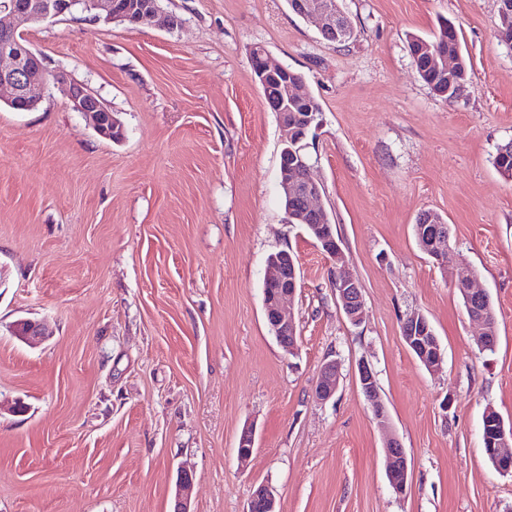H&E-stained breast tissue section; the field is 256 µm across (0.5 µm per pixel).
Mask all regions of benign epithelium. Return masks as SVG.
Listing matches in <instances>:
<instances>
[{
	"label": "benign epithelium",
	"instance_id": "benign-epithelium-1",
	"mask_svg": "<svg viewBox=\"0 0 512 512\" xmlns=\"http://www.w3.org/2000/svg\"><path fill=\"white\" fill-rule=\"evenodd\" d=\"M500 15L504 27L499 29L502 42L512 45V0H500ZM95 12L96 17H106L112 22L136 18L141 24L157 17L160 8L157 0H6L0 6V14H6L11 22L0 23V91L9 92L7 104L18 112H28L42 100L44 91L53 82L66 89L76 111L88 116L99 135L118 141L123 128L112 111L86 84L77 82L62 70H51L45 58L21 45L16 34L23 26L38 24L72 11L78 5ZM292 11L306 19L320 23L322 36L336 42L349 40L354 35L349 18L337 5L336 0H289ZM413 66L418 73L424 72L421 65L434 69L448 78V83L460 75L457 64L462 62L461 48H456V57L448 58V52L425 40L415 43L411 53ZM250 61L255 79L263 91L264 103L278 114L279 125L284 133L283 153L279 167L282 195L287 200L286 217L290 224H301L308 234L317 239L322 251L336 262H341L343 252L340 241L332 233L326 212L315 205L321 196L322 186L311 176V164L305 153L303 141L309 132L320 124V112L299 115L295 108L314 105L315 99L306 90L304 77L281 65L272 63L267 50L255 46L250 50ZM415 234L421 249L439 263L448 262L450 235L444 219L434 211L422 214L415 224ZM268 274L264 279L263 302L267 323L277 342L291 351L297 345V326L286 303L293 300L298 288V274L293 256L281 251L267 261ZM464 296L469 317L484 325L480 346L491 348L495 334L494 321L488 312V295L474 287L473 279L465 276L455 282ZM335 290L339 304L347 319L357 324L364 315L362 288L351 275H339L335 279ZM13 333L28 344L35 345L46 338L49 332L40 323L20 320ZM402 336L407 347L419 362L430 372H440L444 365V354L433 327L426 316L419 312L408 315L402 323ZM358 379L377 425L389 427L387 410L380 400L374 373L370 366H358ZM340 384L339 365L330 361L321 368L315 395L321 401L331 399ZM494 467L502 473L512 472V427L506 428L497 421L493 436L488 438ZM254 449V434L247 428L242 432L237 448L240 460H247ZM386 474L393 489L406 493L408 487V460L400 441L392 437L386 448ZM193 486L192 473L183 470L176 482V504L174 512H190V497ZM247 512H276L274 491L261 485L253 492Z\"/></svg>",
	"mask_w": 512,
	"mask_h": 512
}]
</instances>
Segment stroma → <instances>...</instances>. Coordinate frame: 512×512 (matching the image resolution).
Here are the masks:
<instances>
[{
    "label": "stroma",
    "instance_id": "stroma-1",
    "mask_svg": "<svg viewBox=\"0 0 512 512\" xmlns=\"http://www.w3.org/2000/svg\"><path fill=\"white\" fill-rule=\"evenodd\" d=\"M160 6L180 26L73 12L22 30L124 135L100 136L57 85L29 112L0 103V512H173L184 468L192 512H246L261 485L277 512H512V474L482 443L487 410L512 419V179L494 165L512 140L500 0H339L354 28L343 44L288 0ZM444 19L470 64L452 102L418 77L408 48ZM255 45L301 73L321 109L306 151L343 266L286 219L282 131L249 64ZM425 210L450 229L448 268L416 242ZM280 250L299 270L291 352L262 295ZM343 270L362 285L357 325L336 298ZM460 271L493 302L494 352L452 284ZM413 312L439 339L442 372L404 343ZM21 319L49 337L20 341ZM331 359L340 387L321 401ZM362 361L408 458L402 495ZM340 384V368L336 360L324 364L321 368L320 378L315 387V395L321 401L331 399L337 392ZM358 379L362 393L370 405L374 420L380 428L387 429L390 419L385 406L380 400L374 373L369 365L361 364L358 366Z\"/></svg>",
    "mask_w": 512,
    "mask_h": 512
}]
</instances>
